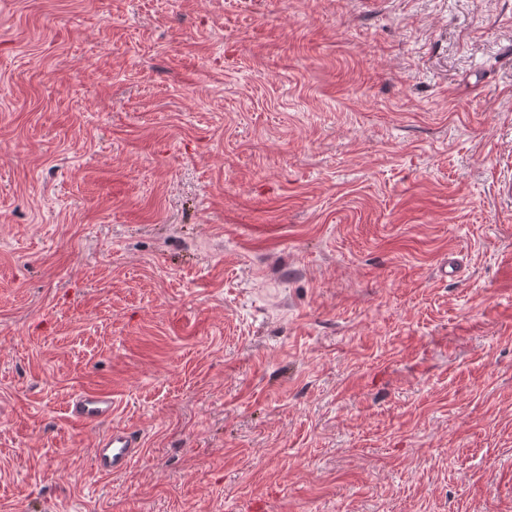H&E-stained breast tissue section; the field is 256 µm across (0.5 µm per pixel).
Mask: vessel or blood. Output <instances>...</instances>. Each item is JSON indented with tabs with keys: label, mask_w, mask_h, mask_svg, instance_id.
Segmentation results:
<instances>
[{
	"label": "vessel or blood",
	"mask_w": 512,
	"mask_h": 512,
	"mask_svg": "<svg viewBox=\"0 0 512 512\" xmlns=\"http://www.w3.org/2000/svg\"><path fill=\"white\" fill-rule=\"evenodd\" d=\"M113 411L114 400L108 389L79 392L68 406V415L76 422L105 424L106 429L98 437L93 452L94 467L104 476L127 471L143 451V442L137 431L112 425Z\"/></svg>",
	"instance_id": "b4317fda"
}]
</instances>
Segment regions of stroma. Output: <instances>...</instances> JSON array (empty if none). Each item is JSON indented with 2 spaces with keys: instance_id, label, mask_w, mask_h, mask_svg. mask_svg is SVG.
<instances>
[{
  "instance_id": "stroma-1",
  "label": "stroma",
  "mask_w": 512,
  "mask_h": 512,
  "mask_svg": "<svg viewBox=\"0 0 512 512\" xmlns=\"http://www.w3.org/2000/svg\"><path fill=\"white\" fill-rule=\"evenodd\" d=\"M508 182L512 0H0V512H512ZM114 411L111 389H92L75 394L68 406V415L75 422L109 423ZM142 451L143 442L137 431L109 426L94 446V467L103 476L121 474L133 465Z\"/></svg>"
}]
</instances>
